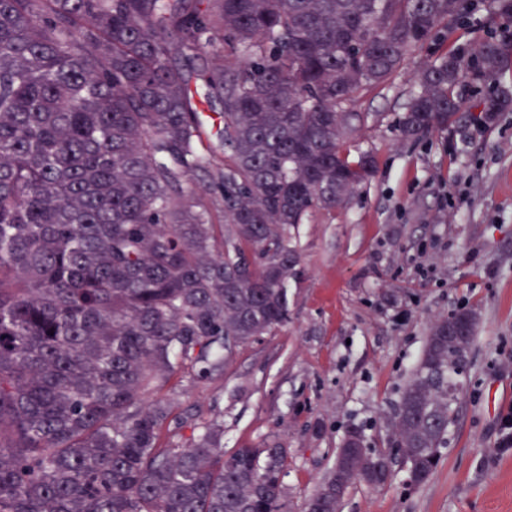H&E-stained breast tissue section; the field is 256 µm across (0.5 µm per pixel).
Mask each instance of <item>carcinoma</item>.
<instances>
[{"mask_svg":"<svg viewBox=\"0 0 512 512\" xmlns=\"http://www.w3.org/2000/svg\"><path fill=\"white\" fill-rule=\"evenodd\" d=\"M512 18V0H489ZM467 0H0V512H281L283 448L224 455V422L177 389L224 373L225 342L288 321L291 229L346 205L376 159L350 157V106ZM207 55L219 148L174 62ZM509 46L436 57L399 118L448 128L469 80ZM512 107L505 91L482 102ZM206 183L196 190L190 177ZM469 321L464 337L448 326ZM477 330L431 327L403 387L395 445L353 430L303 512H338L359 477L434 472Z\"/></svg>","mask_w":512,"mask_h":512,"instance_id":"carcinoma-1","label":"carcinoma"}]
</instances>
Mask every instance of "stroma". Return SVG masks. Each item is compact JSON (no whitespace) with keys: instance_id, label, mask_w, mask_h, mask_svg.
<instances>
[{"instance_id":"1","label":"stroma","mask_w":512,"mask_h":512,"mask_svg":"<svg viewBox=\"0 0 512 512\" xmlns=\"http://www.w3.org/2000/svg\"><path fill=\"white\" fill-rule=\"evenodd\" d=\"M487 9L474 0L436 53L497 34ZM433 55L415 52L354 104L368 124L348 150H372L377 174L345 208L297 226L287 322L179 398L221 412L225 452L286 448L282 512H302L349 428L370 447L393 444L400 392L432 324L462 309L478 328L434 473L417 487L401 467L384 487L354 485L341 512H512V449L498 446L499 416L512 410V109L488 118L478 107L495 89L512 92V66L497 85L467 87L451 127L406 141L397 120Z\"/></svg>"}]
</instances>
